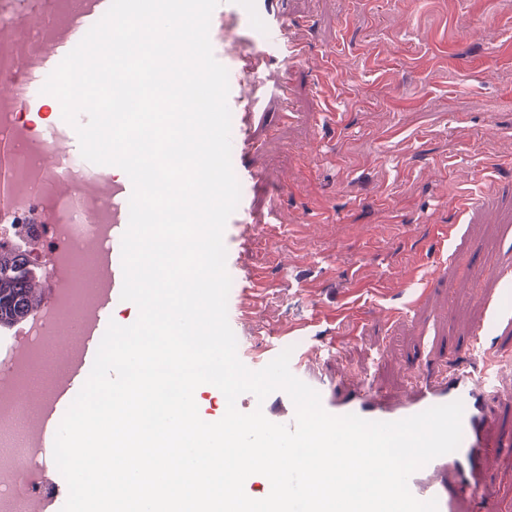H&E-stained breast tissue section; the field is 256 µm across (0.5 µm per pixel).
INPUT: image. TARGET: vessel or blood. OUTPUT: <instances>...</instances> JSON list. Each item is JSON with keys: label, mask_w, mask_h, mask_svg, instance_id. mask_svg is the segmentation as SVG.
I'll use <instances>...</instances> for the list:
<instances>
[{"label": "vessel or blood", "mask_w": 512, "mask_h": 512, "mask_svg": "<svg viewBox=\"0 0 512 512\" xmlns=\"http://www.w3.org/2000/svg\"><path fill=\"white\" fill-rule=\"evenodd\" d=\"M111 0H75L70 13H60L57 0H19L20 6L0 15V52L15 57L13 70L0 73V113L33 110L38 98L34 88L36 77L51 72L79 43L87 31L106 13ZM257 15L263 20L259 38L240 37V49L226 48L242 17ZM294 23L275 6V0H220L214 9L209 37L218 48V61L229 74L228 107L236 122L231 129V149L243 151L249 139V122L255 117L256 100L252 86L267 68L272 52H279L288 67L306 65L309 58L307 42L294 35ZM25 128L10 124L0 126V210L12 211L20 195L8 186L5 159L8 152L24 144ZM69 156L50 150L39 160L34 173L40 177L65 172ZM129 178L113 181L111 187L82 185L75 193L84 203L85 214L111 224H128L129 199L132 194ZM266 287L261 273H252L246 290L235 304V318L249 316L253 299ZM108 320L103 311H95L90 322L79 329L81 336L77 355L68 363L66 379L42 402L35 448L54 445L58 426L69 405L87 380L103 330ZM474 347L481 359L476 366H462L436 376L415 374L410 390L396 400L376 393L368 382L357 379L335 385L307 373L309 353L297 355L289 363L297 378L315 389L323 408L330 414H354L370 421H396L430 407L461 401L463 437L459 448L439 456L413 473L408 485L419 500L436 499L438 512H469L471 503H481L480 512H500L498 504L484 501L482 470L489 455L501 454L502 446L491 445L487 431L493 423L490 393L495 372L507 356L498 347H487L481 338H474Z\"/></svg>", "instance_id": "1"}]
</instances>
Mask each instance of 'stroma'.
Here are the masks:
<instances>
[{
	"mask_svg": "<svg viewBox=\"0 0 512 512\" xmlns=\"http://www.w3.org/2000/svg\"><path fill=\"white\" fill-rule=\"evenodd\" d=\"M303 19L309 65L269 71L287 96L264 93L253 148L233 156L262 182L245 183L256 219L277 216L278 234L247 236L226 225L230 298L260 270L267 295L249 321L233 325L249 369L265 350L302 353L344 332L338 358L316 371L373 376L387 396L411 371L474 362L476 324L487 343L512 350V0H277ZM334 93L335 126L316 132L320 85ZM291 106L298 119L283 125ZM494 163L499 195L460 216L454 196L481 197V171ZM324 227L309 239L288 232L306 215ZM456 226L455 237L445 235ZM415 313L393 322L386 307ZM490 439L512 436V371L495 381Z\"/></svg>",
	"mask_w": 512,
	"mask_h": 512,
	"instance_id": "1",
	"label": "stroma"
}]
</instances>
